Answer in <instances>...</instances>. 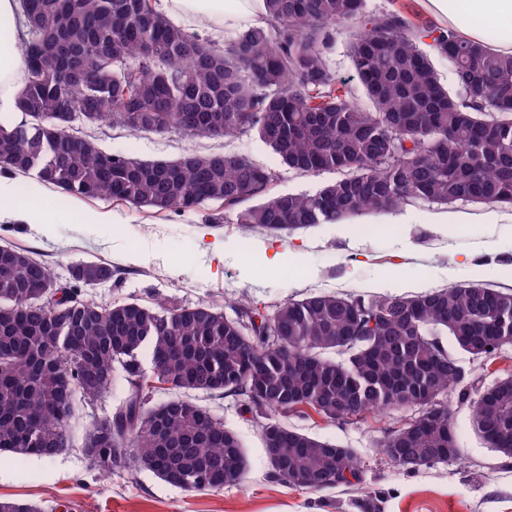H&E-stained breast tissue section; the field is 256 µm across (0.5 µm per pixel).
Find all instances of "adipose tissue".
I'll use <instances>...</instances> for the list:
<instances>
[{"mask_svg":"<svg viewBox=\"0 0 512 512\" xmlns=\"http://www.w3.org/2000/svg\"><path fill=\"white\" fill-rule=\"evenodd\" d=\"M422 4L439 24L469 39L481 40L495 31V50L512 55V0H422ZM159 9L175 23L199 28L214 39L244 26L261 25L265 18L264 0H160ZM19 10L18 0H0V114L14 112L26 78L18 49ZM26 200L16 181L0 176V217L30 219L57 212L55 198L43 199L35 208Z\"/></svg>","mask_w":512,"mask_h":512,"instance_id":"obj_1","label":"adipose tissue"}]
</instances>
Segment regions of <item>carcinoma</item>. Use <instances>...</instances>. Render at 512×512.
<instances>
[{"label":"carcinoma","instance_id":"1","mask_svg":"<svg viewBox=\"0 0 512 512\" xmlns=\"http://www.w3.org/2000/svg\"><path fill=\"white\" fill-rule=\"evenodd\" d=\"M264 25L222 44L158 13L151 0H21L27 78L18 123L0 121V173L31 174L72 198L108 196L152 213L214 202L245 230L283 239L417 199L512 207V55L368 0H265ZM348 37L359 89L336 80V38ZM452 63L463 93L438 80ZM118 123L129 132L222 138L256 133L281 165L339 177L313 194L278 193L279 172L248 155L187 151L139 160L103 151L63 126ZM112 265L82 262L46 302L54 280L30 251L0 246V451L54 456L78 403L114 383L126 397L92 423L86 454L103 473L126 464L190 491L239 482L238 437L190 392L235 395L267 417L271 476L312 490L362 481L354 451L281 423L312 410L330 422L417 406L383 453L407 470L459 456L448 407L435 402L468 375L441 337L490 359L512 336V289L452 284L364 299L315 293L271 314L213 303L146 305L84 297ZM148 353L153 376L145 374ZM169 398L149 405L151 394ZM476 430L512 458V377L484 389Z\"/></svg>","mask_w":512,"mask_h":512}]
</instances>
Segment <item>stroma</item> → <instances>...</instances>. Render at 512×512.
<instances>
[{
    "label": "stroma",
    "mask_w": 512,
    "mask_h": 512,
    "mask_svg": "<svg viewBox=\"0 0 512 512\" xmlns=\"http://www.w3.org/2000/svg\"><path fill=\"white\" fill-rule=\"evenodd\" d=\"M105 150L143 160H172L188 150L246 154L270 166L277 155L256 133L200 139L180 132L130 134L118 125L87 126ZM63 214L51 227L14 218L0 220V244L26 248L47 262L58 279L73 265L102 260L121 275L85 288L98 302L128 298L152 304L160 299L182 306L209 301L237 318L241 300L273 309L315 292L374 294L383 275L402 292H421L472 280L512 287V247L498 243L507 225L494 224L498 208L459 201L441 207L418 200L403 207L405 223L380 215L355 217L338 233L324 224L282 239L231 223H206L212 203L185 213L151 214L102 196L63 198ZM111 216L108 224L83 223L80 214ZM277 246L279 269H267L261 252ZM478 384L460 396L458 387L439 395L448 405L461 458L416 470L391 463L379 443L414 415L411 407L329 422L316 414L291 415L288 427L352 449L364 472L361 483L324 490L288 487L270 476V460L258 418L243 413L236 397L197 401L240 439L247 459L243 480L206 491H187L148 471L126 468L101 473L82 446L93 420L108 416L122 397L120 385L81 407L65 448L49 459L0 451V500H24L41 512H512V459L488 448L473 424L481 388L512 375V346L491 359L461 356Z\"/></svg>",
    "instance_id": "1"
}]
</instances>
